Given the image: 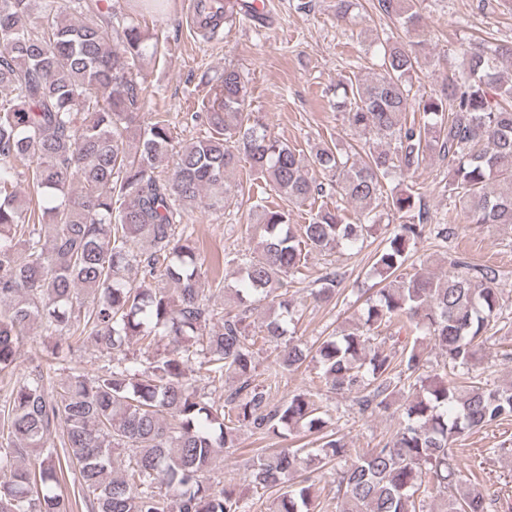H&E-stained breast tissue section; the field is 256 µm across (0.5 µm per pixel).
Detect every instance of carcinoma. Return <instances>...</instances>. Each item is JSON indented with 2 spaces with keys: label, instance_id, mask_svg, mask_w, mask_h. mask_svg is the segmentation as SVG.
I'll list each match as a JSON object with an SVG mask.
<instances>
[{
  "label": "carcinoma",
  "instance_id": "cac0c4a2",
  "mask_svg": "<svg viewBox=\"0 0 512 512\" xmlns=\"http://www.w3.org/2000/svg\"><path fill=\"white\" fill-rule=\"evenodd\" d=\"M0 0V372L18 367L17 348L35 329L53 340L52 359L73 347L112 355L97 373L71 374L55 390L36 365L0 402V512H69L47 481L75 466L94 512H244L232 483L211 482L223 449L241 431L302 428L321 435L317 448H284L252 458L250 482L277 493L273 512H492L480 483L462 476L465 433L512 420V381L489 388L470 376L486 357L491 320L500 310V272L458 256L434 275L403 268L416 245L453 235L429 223L421 193L391 196L402 223L375 251V295L361 314L320 343L314 361L336 393H357L359 412H388L407 385L390 440L353 453L315 394L276 406L279 375L310 354L285 339L294 308L288 284L303 276L309 254L363 248L380 230L374 212L382 181L406 178L430 157L448 161V201L469 224H512V45L483 40L458 46L461 66L429 96L413 94L423 44L376 34L378 72H352L336 83L333 108L361 141L358 151L319 146L317 179L299 152L248 111L247 89L231 66L196 113L207 135L178 143L166 120L141 129L146 100L138 63L147 50L138 23L122 7L84 23L72 15L102 0ZM208 25L237 18L236 0H199ZM407 33L422 28L420 0H373ZM122 19V29L114 20ZM423 120L409 123L412 106ZM246 159L255 179L295 205L339 195L358 208L323 202L306 224L285 208L252 206L253 246L235 255L241 309L210 305L206 275L185 212L224 205ZM28 164L27 173L16 163ZM24 176L32 208L17 180ZM336 271L312 290L317 302L340 292ZM272 311L258 337L249 311ZM413 335L401 344L400 335ZM445 357L427 371L424 340ZM274 346L276 370L256 382L257 341ZM147 353H127L131 342ZM236 385L218 403L197 382ZM60 438L58 453L54 438ZM129 451L118 465L117 451ZM336 464V496L320 500L312 474ZM306 476L283 487L284 477Z\"/></svg>",
  "mask_w": 512,
  "mask_h": 512
}]
</instances>
